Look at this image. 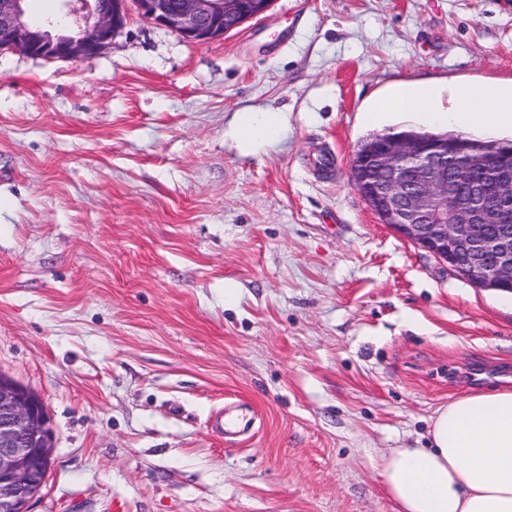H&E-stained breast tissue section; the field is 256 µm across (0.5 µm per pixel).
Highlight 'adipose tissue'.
Wrapping results in <instances>:
<instances>
[{"label":"adipose tissue","mask_w":512,"mask_h":512,"mask_svg":"<svg viewBox=\"0 0 512 512\" xmlns=\"http://www.w3.org/2000/svg\"><path fill=\"white\" fill-rule=\"evenodd\" d=\"M398 112L461 130L512 125V93L461 89L442 107L434 91L399 87L368 121ZM429 447L396 448L380 474L396 512H512V390L491 389L449 400L432 418Z\"/></svg>","instance_id":"1"}]
</instances>
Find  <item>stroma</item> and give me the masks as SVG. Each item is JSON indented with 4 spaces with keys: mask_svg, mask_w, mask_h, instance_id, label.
Returning <instances> with one entry per match:
<instances>
[{
    "mask_svg": "<svg viewBox=\"0 0 512 512\" xmlns=\"http://www.w3.org/2000/svg\"><path fill=\"white\" fill-rule=\"evenodd\" d=\"M401 84L512 88V0H274L203 45L133 13L77 62L0 52V371L55 445L33 512H393L381 457L512 389V294L349 181L373 135L442 131L366 122ZM245 112L277 134L244 144Z\"/></svg>",
    "mask_w": 512,
    "mask_h": 512,
    "instance_id": "35a3bbf8",
    "label": "stroma"
}]
</instances>
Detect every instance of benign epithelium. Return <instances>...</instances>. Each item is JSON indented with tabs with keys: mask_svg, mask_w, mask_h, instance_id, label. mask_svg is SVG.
Returning <instances> with one entry per match:
<instances>
[{
	"mask_svg": "<svg viewBox=\"0 0 512 512\" xmlns=\"http://www.w3.org/2000/svg\"><path fill=\"white\" fill-rule=\"evenodd\" d=\"M0 0V51L77 62L106 49L130 11L190 43L224 38L274 0H62L35 19ZM353 188L401 237L480 288L512 293V149L385 135L359 149ZM42 398L0 371V512H31L53 464Z\"/></svg>",
	"mask_w": 512,
	"mask_h": 512,
	"instance_id": "1",
	"label": "benign epithelium"
}]
</instances>
